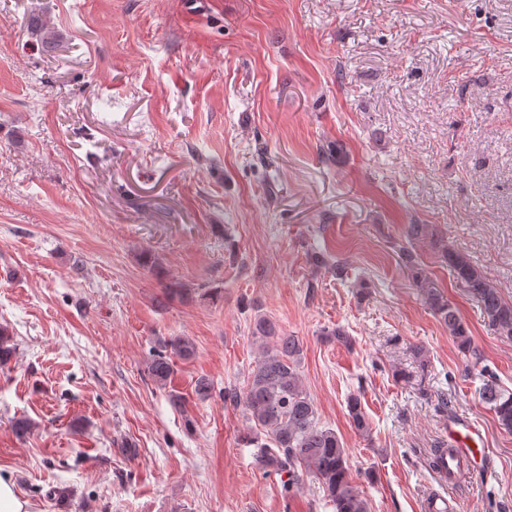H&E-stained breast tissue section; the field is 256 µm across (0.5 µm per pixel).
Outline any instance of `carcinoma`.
<instances>
[{"label": "carcinoma", "mask_w": 512, "mask_h": 512, "mask_svg": "<svg viewBox=\"0 0 512 512\" xmlns=\"http://www.w3.org/2000/svg\"><path fill=\"white\" fill-rule=\"evenodd\" d=\"M28 25L40 34L43 50L55 47V32L42 17L31 16ZM441 256L456 281L479 303L487 322L499 334L512 339V301L504 299L500 289L465 252L443 244ZM310 261L315 267L336 269L338 276L345 273L343 263L329 262L326 253L314 252ZM413 279L424 290L430 309L448 328L458 351L468 363L480 365L481 354L456 309L422 273H414ZM253 335L261 339L264 347L245 390L224 392V397L243 406L247 419L257 428L245 433L242 441L258 448L257 458L267 471L288 475L286 489L298 486L309 474L321 485L334 512H368L367 501L349 471L347 448L334 430L320 424L316 404L302 383L303 343L296 336L285 335L265 316L255 319ZM194 353L192 341L175 336L166 342L165 349L152 355L148 373L164 386L173 373L171 356L188 359ZM479 375L483 381L482 401L493 411L499 426L512 432V390L501 387L485 367ZM347 411L352 428L360 435L367 434L370 425L358 396L348 398Z\"/></svg>", "instance_id": "carcinoma-1"}]
</instances>
